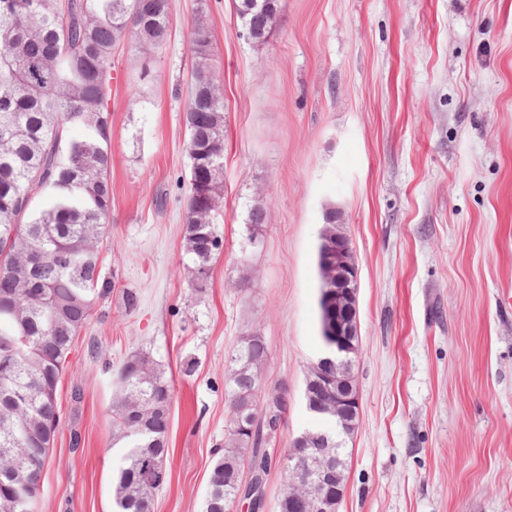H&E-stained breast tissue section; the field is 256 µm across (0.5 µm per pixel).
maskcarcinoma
Segmentation results:
<instances>
[{
  "label": "carcinoma",
  "mask_w": 512,
  "mask_h": 512,
  "mask_svg": "<svg viewBox=\"0 0 512 512\" xmlns=\"http://www.w3.org/2000/svg\"><path fill=\"white\" fill-rule=\"evenodd\" d=\"M243 33L264 42L279 8L232 0ZM169 0H0V512H34L59 423L58 387L75 338L112 282L99 245L108 231L112 54L134 44L149 63L164 43ZM192 82L185 108L190 160L186 249L191 286L203 291L223 243L215 215L223 180L196 182L224 163V90L214 68L203 7L190 29ZM81 132L78 137L71 131ZM259 331L241 337L224 368V448L214 460L203 512H226L245 469L269 471L267 454L288 411L287 393L267 391ZM173 383L149 353L126 357L112 399L114 438L126 452L115 473L114 512H153L169 454ZM307 410L308 432L336 440V417Z\"/></svg>",
  "instance_id": "1"
}]
</instances>
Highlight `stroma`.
I'll list each match as a JSON object with an SVG mask.
<instances>
[{"instance_id":"stroma-1","label":"stroma","mask_w":512,"mask_h":512,"mask_svg":"<svg viewBox=\"0 0 512 512\" xmlns=\"http://www.w3.org/2000/svg\"><path fill=\"white\" fill-rule=\"evenodd\" d=\"M198 0H170L150 66L114 52V288L76 337L35 512H113L112 397L144 350L172 378L167 480L154 512H203L224 445V366L265 336L287 388L281 452L315 424L303 398L323 354L317 249L328 215L359 268L360 414L338 512H512V0H280L266 42L232 0H207L224 87L223 249L204 292L184 248L185 100ZM269 221L245 236L251 206ZM139 304L125 306L126 293Z\"/></svg>"}]
</instances>
